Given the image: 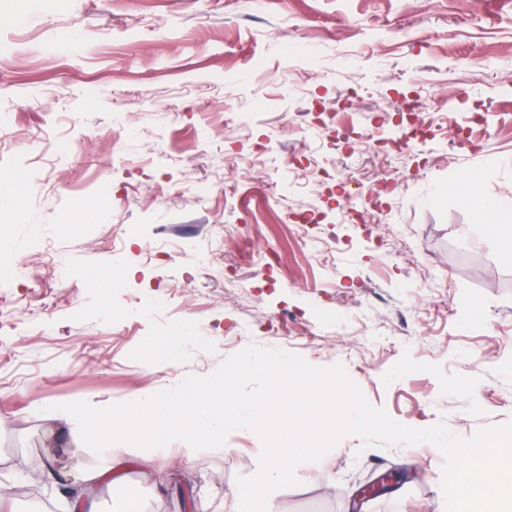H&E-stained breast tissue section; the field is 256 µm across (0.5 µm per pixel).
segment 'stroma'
<instances>
[{"label": "stroma", "mask_w": 512, "mask_h": 512, "mask_svg": "<svg viewBox=\"0 0 512 512\" xmlns=\"http://www.w3.org/2000/svg\"><path fill=\"white\" fill-rule=\"evenodd\" d=\"M429 95L436 134L389 140ZM307 101L309 122L296 116ZM482 125L472 126L473 113ZM0 489L68 512L41 472L65 456L55 406L101 410L206 376L250 344L343 364L368 401L461 437L512 422V251L452 183L512 199V0H0ZM470 130L475 149L454 148ZM26 178L39 187L13 192ZM90 207L82 217L79 205ZM126 271L103 291L91 271ZM176 351L159 340L176 327ZM192 460L142 439L104 512H230L260 437ZM433 445L345 436L273 492V512H445ZM34 494H26V487ZM405 475L399 471L391 470L379 475L374 481L361 487L356 493L350 512H363L365 503L374 500L399 484Z\"/></svg>", "instance_id": "35a3bbf8"}]
</instances>
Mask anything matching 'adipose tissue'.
<instances>
[{
	"label": "adipose tissue",
	"instance_id": "adipose-tissue-1",
	"mask_svg": "<svg viewBox=\"0 0 512 512\" xmlns=\"http://www.w3.org/2000/svg\"><path fill=\"white\" fill-rule=\"evenodd\" d=\"M273 366L265 360H257L242 365L238 373L224 375L221 379L196 383H183L167 396L137 399L134 402L114 408L110 416L113 420L111 432L106 440V457L103 464L95 470L86 468L79 471L60 469L54 471L53 479L59 483L77 481L87 486L88 491L79 495L74 506L79 512H99V497L96 487L103 479L113 483H122L128 467V457L133 450L136 438L160 434L170 439L180 438L182 429L177 421L179 411L188 410L196 417L199 434L212 440V453L224 454L223 442L217 441L218 433L227 429L244 427L251 423L252 414L231 420L226 418L222 407L216 405L217 397L225 395L239 375L271 373Z\"/></svg>",
	"mask_w": 512,
	"mask_h": 512
}]
</instances>
